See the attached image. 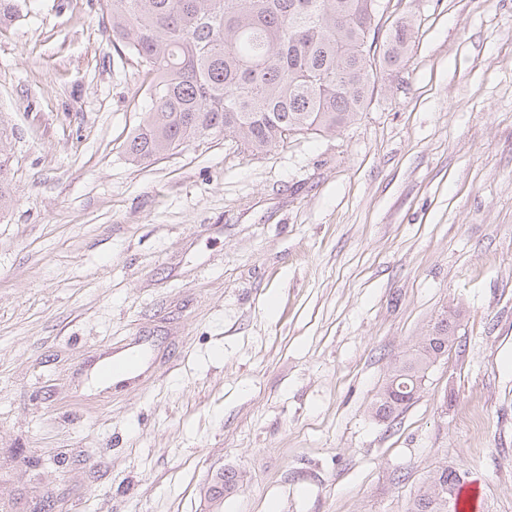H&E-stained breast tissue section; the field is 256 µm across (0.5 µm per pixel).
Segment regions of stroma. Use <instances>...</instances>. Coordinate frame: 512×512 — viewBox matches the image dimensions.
I'll use <instances>...</instances> for the list:
<instances>
[{
    "instance_id": "35a3bbf8",
    "label": "stroma",
    "mask_w": 512,
    "mask_h": 512,
    "mask_svg": "<svg viewBox=\"0 0 512 512\" xmlns=\"http://www.w3.org/2000/svg\"><path fill=\"white\" fill-rule=\"evenodd\" d=\"M401 16L406 64L342 132L146 168L102 0L0 29V512H407L442 466L512 512V0H383L381 30ZM449 309L451 351L374 419ZM127 345L136 381L91 386ZM7 129L0 123V215L13 201V174L11 175V149ZM242 475L234 470H224L218 481L211 487L210 493L217 500H222L225 496L237 491L239 484L242 483Z\"/></svg>"
}]
</instances>
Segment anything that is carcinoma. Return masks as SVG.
Masks as SVG:
<instances>
[{
  "mask_svg": "<svg viewBox=\"0 0 512 512\" xmlns=\"http://www.w3.org/2000/svg\"><path fill=\"white\" fill-rule=\"evenodd\" d=\"M112 42L142 63L150 108L126 144L148 167L195 141L224 136L253 155L296 133L341 131L400 69L412 42L402 17L384 35L376 0H103ZM21 0H0V26L20 20ZM9 134L0 124V215L13 201ZM456 316L435 323L371 406L394 421L428 368L453 346ZM460 472L440 467L408 512H458Z\"/></svg>",
  "mask_w": 512,
  "mask_h": 512,
  "instance_id": "obj_1",
  "label": "carcinoma"
}]
</instances>
